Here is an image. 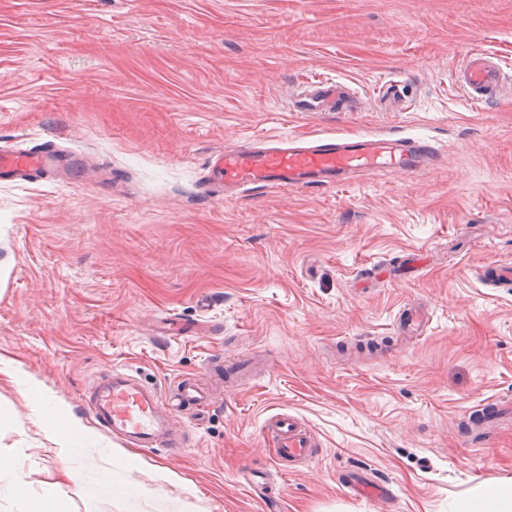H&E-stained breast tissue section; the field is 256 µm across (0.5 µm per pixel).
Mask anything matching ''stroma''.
Instances as JSON below:
<instances>
[{"label": "stroma", "mask_w": 512, "mask_h": 512, "mask_svg": "<svg viewBox=\"0 0 512 512\" xmlns=\"http://www.w3.org/2000/svg\"><path fill=\"white\" fill-rule=\"evenodd\" d=\"M512 64V0H0V148L77 158L0 183V449L14 477L56 474L23 388L40 383L89 436L72 512H448L512 484V97L474 106L454 74L474 47ZM407 81L404 108L380 99ZM354 112L292 111L312 78ZM425 138L423 176L201 195L213 154L325 131ZM429 309L402 342L397 314ZM122 367L163 394L209 391L180 450L125 447L88 390ZM305 421L320 448L280 461L265 424ZM125 448L108 459L107 449ZM367 477L386 497L355 491ZM112 490L97 494L101 482Z\"/></svg>", "instance_id": "1"}]
</instances>
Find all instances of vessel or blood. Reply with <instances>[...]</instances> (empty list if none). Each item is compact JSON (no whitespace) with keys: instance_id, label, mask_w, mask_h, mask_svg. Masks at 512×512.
Segmentation results:
<instances>
[{"instance_id":"obj_1","label":"vessel or blood","mask_w":512,"mask_h":512,"mask_svg":"<svg viewBox=\"0 0 512 512\" xmlns=\"http://www.w3.org/2000/svg\"><path fill=\"white\" fill-rule=\"evenodd\" d=\"M456 80L474 104L502 95L507 83L503 65L484 50H472L456 73ZM346 97L337 84L315 79L305 96L294 99L298 112H338ZM71 152H5L0 150V178L24 180L40 168L67 163ZM439 150L421 138L393 137L382 133L333 132L275 140L241 141L214 155L211 168L220 177L225 199L257 188L330 187L347 175L390 169L414 177L436 165ZM211 398L189 381L178 382L174 395L162 399L155 388L120 370L98 382L90 395L89 411L112 434L136 448L173 452L181 448L171 422L179 408L202 412ZM268 426L276 455L284 460H308L319 446L314 432L296 416L281 413Z\"/></svg>"}]
</instances>
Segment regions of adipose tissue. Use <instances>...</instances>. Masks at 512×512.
<instances>
[{"label": "adipose tissue", "mask_w": 512, "mask_h": 512, "mask_svg": "<svg viewBox=\"0 0 512 512\" xmlns=\"http://www.w3.org/2000/svg\"><path fill=\"white\" fill-rule=\"evenodd\" d=\"M28 403L44 430L57 446V455L65 468L61 479L72 478L71 462L87 454V435L72 412L51 401L49 394L36 382L25 388ZM61 480L47 479L31 485L24 480L9 482L0 491L15 499L20 512H70L59 493ZM451 512H512V492H504L496 483H486L479 490L453 504Z\"/></svg>", "instance_id": "1"}]
</instances>
